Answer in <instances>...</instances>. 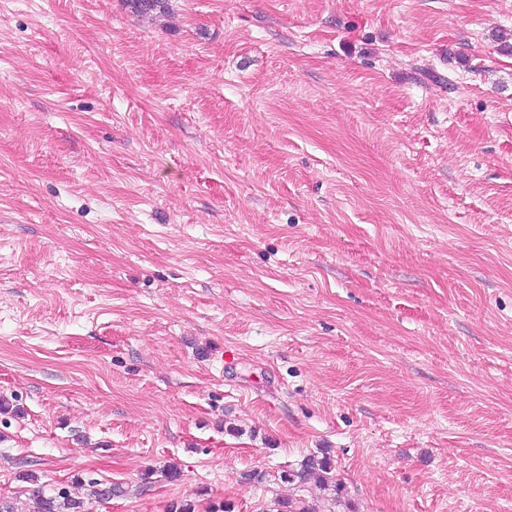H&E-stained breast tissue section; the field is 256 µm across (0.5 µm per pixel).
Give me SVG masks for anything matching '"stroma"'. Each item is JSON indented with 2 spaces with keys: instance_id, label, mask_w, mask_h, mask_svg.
Instances as JSON below:
<instances>
[{
  "instance_id": "stroma-1",
  "label": "stroma",
  "mask_w": 512,
  "mask_h": 512,
  "mask_svg": "<svg viewBox=\"0 0 512 512\" xmlns=\"http://www.w3.org/2000/svg\"><path fill=\"white\" fill-rule=\"evenodd\" d=\"M0 398L22 512H512V0H0ZM333 463L330 456L323 454L321 457L318 455L308 456L300 465L299 470L288 472V482H298L300 484L308 483L312 478H318L328 487H332V491L336 494L338 500L343 491L341 483L335 479L332 474ZM40 512H90L88 503L81 499H74L62 491L55 495H45L38 491Z\"/></svg>"
}]
</instances>
